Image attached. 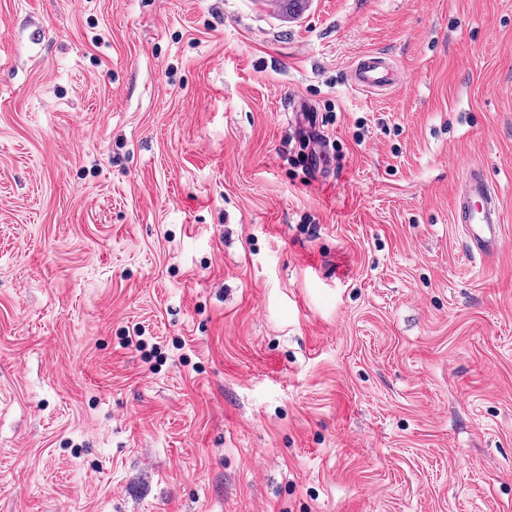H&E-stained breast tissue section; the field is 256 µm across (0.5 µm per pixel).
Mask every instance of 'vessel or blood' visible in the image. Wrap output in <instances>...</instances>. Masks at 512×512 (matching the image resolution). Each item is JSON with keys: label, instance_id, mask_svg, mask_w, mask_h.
Wrapping results in <instances>:
<instances>
[{"label": "vessel or blood", "instance_id": "obj_1", "mask_svg": "<svg viewBox=\"0 0 512 512\" xmlns=\"http://www.w3.org/2000/svg\"><path fill=\"white\" fill-rule=\"evenodd\" d=\"M401 81L394 65L379 53L358 57L349 71V82L354 89L375 93L395 87ZM300 133L312 140L313 153L318 161H325L324 142L318 139V119L312 108L299 104L292 113ZM457 223L466 228L471 252L481 258L493 256L501 237V216L496 191L483 167H469L462 178L454 212Z\"/></svg>", "mask_w": 512, "mask_h": 512}]
</instances>
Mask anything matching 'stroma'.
<instances>
[{"label":"stroma","instance_id":"35a3bbf8","mask_svg":"<svg viewBox=\"0 0 512 512\" xmlns=\"http://www.w3.org/2000/svg\"><path fill=\"white\" fill-rule=\"evenodd\" d=\"M0 512H512V0H0ZM349 82L354 89L375 93L395 87L401 83V77L385 56L380 53H366L352 64ZM291 114L298 130L308 139L309 143H311L310 147H313V153L318 159L319 171L327 173V152L324 146L325 140H321L318 135H316V138L314 137L318 132V119L316 113L310 106L301 102ZM311 137L313 138V141L311 140ZM454 219L464 224L471 252L481 258L493 256L500 246L499 199L483 167L466 170L460 183Z\"/></svg>","mask_w":512,"mask_h":512}]
</instances>
